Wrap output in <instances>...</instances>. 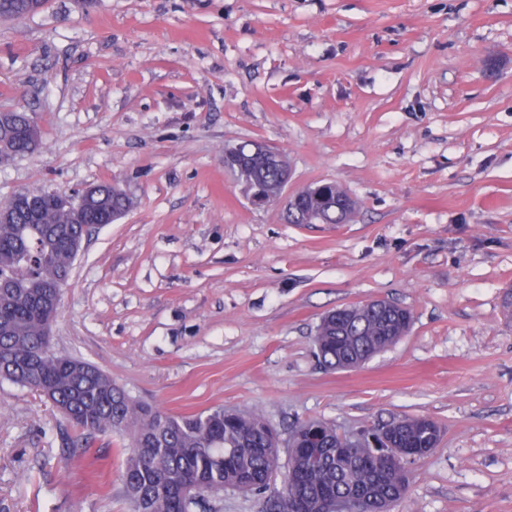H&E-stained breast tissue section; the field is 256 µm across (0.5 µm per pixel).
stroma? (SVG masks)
<instances>
[{
	"label": "stroma",
	"instance_id": "35a3bbf8",
	"mask_svg": "<svg viewBox=\"0 0 512 512\" xmlns=\"http://www.w3.org/2000/svg\"><path fill=\"white\" fill-rule=\"evenodd\" d=\"M0 110L42 138L19 191L116 183L130 210L84 240L56 352L169 414L264 413L340 434L424 417L392 512H512V0H48L0 19ZM263 143L356 203L345 224L252 205L226 147ZM383 299L408 333L329 370V311ZM80 434L0 379V512H131L124 440ZM227 490L261 512L281 490Z\"/></svg>",
	"mask_w": 512,
	"mask_h": 512
}]
</instances>
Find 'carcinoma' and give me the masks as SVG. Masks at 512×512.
I'll list each match as a JSON object with an SVG mask.
<instances>
[{
  "label": "carcinoma",
  "instance_id": "cac0c4a2",
  "mask_svg": "<svg viewBox=\"0 0 512 512\" xmlns=\"http://www.w3.org/2000/svg\"><path fill=\"white\" fill-rule=\"evenodd\" d=\"M29 0H0V16L22 18ZM0 135V160L10 163L38 146L41 130L30 117L15 111ZM251 144L225 150V161L247 192L265 197L278 193L280 171L252 158ZM97 196L83 202V217L74 216L57 193H44L37 213L19 208L15 198L0 205V377L35 391L54 405H65L68 420L85 439L97 434L128 436L130 444L122 482L135 512H194L202 499L181 496L178 483L193 481L200 492L236 488L240 479H254V489L279 468L280 442L269 434L265 417L254 411H228L221 406L186 416H173L131 397L98 367L52 350L44 351L46 329L61 312L56 288L69 281L73 262L91 225L119 219L132 205L129 195L110 184L97 186ZM308 188L289 205L290 224H341L356 202L340 186L327 187L324 200L312 203ZM379 310L367 304L347 309L335 323L322 319L315 338L317 356L332 369L354 355L374 354L392 344L390 332L410 326L407 309L387 303ZM401 446L418 457L430 443L416 420L390 423ZM328 449L315 462L301 449L288 453L290 478L283 490L266 500L262 512H293L295 499L364 497L383 512L403 498L405 475L371 449L352 458L336 456V430L321 424Z\"/></svg>",
  "mask_w": 512,
  "mask_h": 512
}]
</instances>
